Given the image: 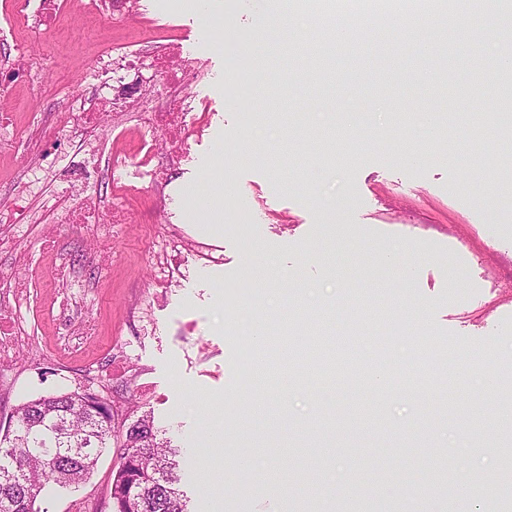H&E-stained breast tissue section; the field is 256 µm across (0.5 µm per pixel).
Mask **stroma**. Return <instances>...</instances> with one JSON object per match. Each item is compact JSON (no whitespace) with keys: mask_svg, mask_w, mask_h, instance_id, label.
<instances>
[{"mask_svg":"<svg viewBox=\"0 0 512 512\" xmlns=\"http://www.w3.org/2000/svg\"><path fill=\"white\" fill-rule=\"evenodd\" d=\"M69 2L45 38L17 26L10 0H0V64L21 53L40 60L11 80L0 106L11 128L37 131L43 147L30 157L0 137V200L23 193L50 218L60 172L77 166L102 210L118 203L121 185L162 216L110 225L103 251L90 224L62 225L54 252L40 223L0 231V275L27 284L8 322L28 338L23 368L0 366L13 379L0 390V418L39 396L86 389L108 396L118 427L129 397L140 398L179 451L187 512H345L349 495L379 492L404 512L409 480L428 483L445 466L468 493L434 489L430 512H512L508 495L474 497L492 479L512 487L501 465L512 448V426L501 421L512 411V149L499 127L473 132L471 114L493 95H435L450 71L492 59L496 19L475 9L467 31L440 34L447 64L437 68L413 41L375 35L368 15L351 17L350 39L336 44L300 12V36L271 40L256 57L264 0H136L140 28L174 34L190 66L198 127L163 172L137 158L160 134L135 114L121 138L104 131L90 147L51 122L99 88V47L131 35L100 26L91 0ZM308 51L331 62L326 79L306 80ZM116 150L131 162L112 167ZM191 184L217 199L221 219L193 217ZM178 235L215 260L186 253L180 282L162 290L159 255ZM351 256L362 271L354 280L341 273ZM256 263L268 271L260 283ZM260 317L261 351L251 340ZM77 318L96 333L62 354L65 322ZM290 336L299 345L331 338L334 359L362 375L383 365L388 392L362 376L299 367ZM476 345L490 359L471 355ZM452 391L462 398L453 410ZM117 453L106 449L79 488L47 486L40 512L91 503L111 512ZM333 482L339 492L323 497Z\"/></svg>","mask_w":512,"mask_h":512,"instance_id":"35a3bbf8","label":"stroma"}]
</instances>
